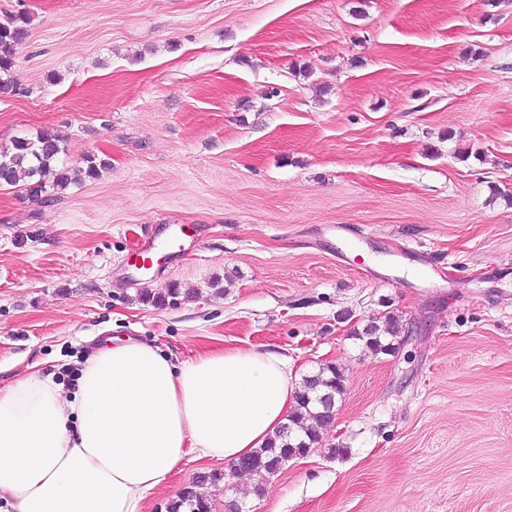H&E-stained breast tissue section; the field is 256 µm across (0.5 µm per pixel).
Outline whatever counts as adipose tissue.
Instances as JSON below:
<instances>
[{"label":"adipose tissue","mask_w":512,"mask_h":512,"mask_svg":"<svg viewBox=\"0 0 512 512\" xmlns=\"http://www.w3.org/2000/svg\"><path fill=\"white\" fill-rule=\"evenodd\" d=\"M289 361L224 348L177 360L128 339L94 350L76 389L30 371L0 389V499L10 512H143L188 456L252 454L295 406Z\"/></svg>","instance_id":"adipose-tissue-1"}]
</instances>
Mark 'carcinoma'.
<instances>
[{
	"mask_svg": "<svg viewBox=\"0 0 512 512\" xmlns=\"http://www.w3.org/2000/svg\"><path fill=\"white\" fill-rule=\"evenodd\" d=\"M29 19L20 17L9 26L0 25V94L9 95L19 91L12 79L11 68L16 47L27 37ZM62 137L45 130L33 139H18L12 147L0 151V184H21L27 195L38 199L52 191L65 190L72 178L65 170L55 169L59 154L63 151ZM83 173L96 178L108 168V162L91 154L84 158ZM398 326L393 316L385 319V327L372 321L356 333L367 349L378 353L386 350L382 334L396 336ZM344 377L334 365H325L319 371L299 383L296 406L288 415L285 428L279 430L263 447L237 465V470L258 477L256 493L262 492V481L277 474L289 460L308 453L322 440L321 431L330 426L334 415L327 412L320 402L323 396H340L344 393ZM219 480L218 474L202 475L195 484L187 487L171 504L169 512H211V505L203 486Z\"/></svg>",
	"mask_w": 512,
	"mask_h": 512,
	"instance_id": "cac0c4a2",
	"label": "carcinoma"
}]
</instances>
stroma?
Returning <instances> with one entry per match:
<instances>
[{"label": "stroma", "instance_id": "obj_1", "mask_svg": "<svg viewBox=\"0 0 512 512\" xmlns=\"http://www.w3.org/2000/svg\"><path fill=\"white\" fill-rule=\"evenodd\" d=\"M22 13L0 150L50 129L109 167L0 186V388L110 339L332 364L333 423L262 494L190 460L144 512L213 472V512H512V0H0Z\"/></svg>", "mask_w": 512, "mask_h": 512}]
</instances>
